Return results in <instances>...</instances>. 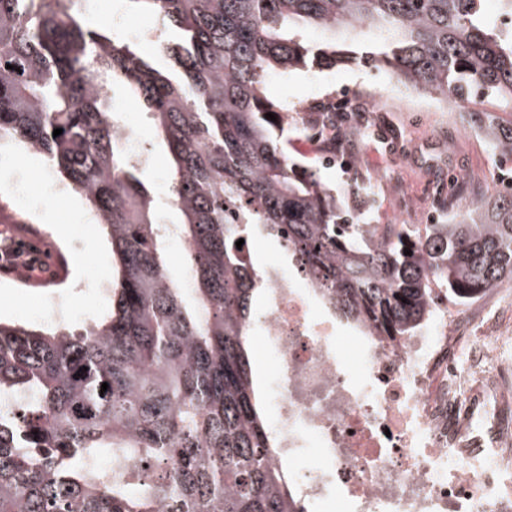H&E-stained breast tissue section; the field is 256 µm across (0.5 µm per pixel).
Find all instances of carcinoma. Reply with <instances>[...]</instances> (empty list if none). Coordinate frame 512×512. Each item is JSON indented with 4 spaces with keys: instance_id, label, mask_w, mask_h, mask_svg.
<instances>
[{
    "instance_id": "carcinoma-1",
    "label": "carcinoma",
    "mask_w": 512,
    "mask_h": 512,
    "mask_svg": "<svg viewBox=\"0 0 512 512\" xmlns=\"http://www.w3.org/2000/svg\"><path fill=\"white\" fill-rule=\"evenodd\" d=\"M129 2L157 16L166 70L82 25L77 0H0V142L85 197L117 271L112 311L78 334L0 322V393L20 402L0 414V512H307L253 381L263 272L241 225L287 241L337 316L394 345L427 322L433 277L458 302L512 282V186L422 232L362 224L288 157V107L267 76L363 64L454 104L512 162V119L498 116L512 112V27L483 0ZM308 27L330 38L312 46ZM117 87L170 155L189 292L169 275L142 162L114 134Z\"/></svg>"
}]
</instances>
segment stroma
<instances>
[{
	"instance_id": "35a3bbf8",
	"label": "stroma",
	"mask_w": 512,
	"mask_h": 512,
	"mask_svg": "<svg viewBox=\"0 0 512 512\" xmlns=\"http://www.w3.org/2000/svg\"><path fill=\"white\" fill-rule=\"evenodd\" d=\"M152 30L154 18L136 14L128 0H113L111 12L86 11V27L109 26L124 35V21ZM272 96L291 111L307 115L327 112L341 85H365L369 96L349 100V113L336 114L337 165L321 168L323 179L347 192L351 183L374 188L383 210H365L361 199L349 194L351 210L366 224H422L431 212L452 210L471 199L490 196L512 185V169L503 167L483 141L471 139L461 122L436 121L431 113L411 112L385 104L394 78L365 66L316 68L267 79ZM0 195L8 207L0 213V238L24 232L49 236V228L62 224L67 241L57 250L64 274H51L45 285L18 287L12 275L0 273V319L35 330L74 331L102 319L112 307L110 294L95 284L111 280V245L93 248L102 237L101 226L85 229L91 214L84 197L67 192L52 197L47 192L54 170L43 157L11 146L0 148ZM65 297V319L54 318L49 307L55 297Z\"/></svg>"
}]
</instances>
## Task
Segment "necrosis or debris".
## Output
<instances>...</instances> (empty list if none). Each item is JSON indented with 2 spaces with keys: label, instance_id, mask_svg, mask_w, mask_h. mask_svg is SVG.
<instances>
[{
  "label": "necrosis or debris",
  "instance_id": "necrosis-or-debris-1",
  "mask_svg": "<svg viewBox=\"0 0 512 512\" xmlns=\"http://www.w3.org/2000/svg\"><path fill=\"white\" fill-rule=\"evenodd\" d=\"M254 323L271 351L281 462L317 512H512V372L481 342L512 324L448 307L389 346L340 324L295 260L277 255Z\"/></svg>",
  "mask_w": 512,
  "mask_h": 512
}]
</instances>
